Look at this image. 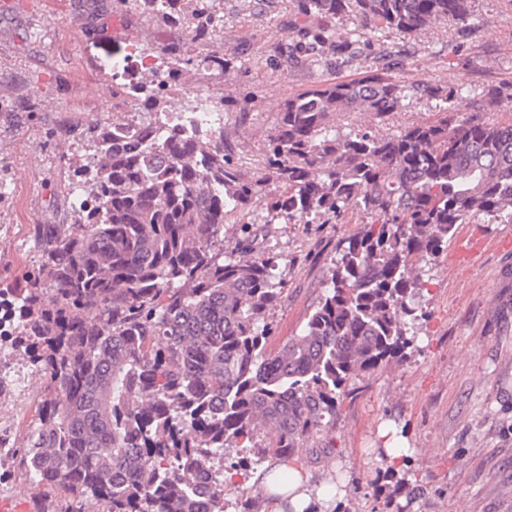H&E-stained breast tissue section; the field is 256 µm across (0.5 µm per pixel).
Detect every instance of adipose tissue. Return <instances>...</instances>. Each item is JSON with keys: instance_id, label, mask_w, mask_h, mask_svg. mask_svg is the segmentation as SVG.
Here are the masks:
<instances>
[{"instance_id": "ef3b65f1", "label": "adipose tissue", "mask_w": 512, "mask_h": 512, "mask_svg": "<svg viewBox=\"0 0 512 512\" xmlns=\"http://www.w3.org/2000/svg\"><path fill=\"white\" fill-rule=\"evenodd\" d=\"M257 480L269 512H305L313 503L326 508L334 498L330 484H311L306 472L285 463H266Z\"/></svg>"}]
</instances>
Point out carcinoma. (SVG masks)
I'll list each match as a JSON object with an SVG mask.
<instances>
[{
  "label": "carcinoma",
  "instance_id": "carcinoma-1",
  "mask_svg": "<svg viewBox=\"0 0 512 512\" xmlns=\"http://www.w3.org/2000/svg\"><path fill=\"white\" fill-rule=\"evenodd\" d=\"M147 15L219 36L215 0H132ZM288 66L351 63L379 35H411L440 19L463 26L470 0H292ZM350 17L342 32L336 21ZM167 71L112 87L145 115L88 119L47 138H76L93 161H66L61 187L82 195L60 224H36L41 261L7 295L12 343L44 377L36 426L0 455V471L41 488L35 512H225L232 479L203 477L226 448H248L231 471L284 462L336 416L347 383L410 344L422 264L458 224H512V124L466 115V91L408 82L375 58L370 74L286 99L248 176L224 142L160 131L152 116L190 92L191 69L225 74L237 53L190 55L169 42ZM434 118L396 133L379 126L405 101ZM368 112L344 132L336 118ZM367 222L336 246L326 294L299 335L266 353L283 297L275 257L254 254L257 224ZM243 237L224 258V225Z\"/></svg>",
  "mask_w": 512,
  "mask_h": 512
}]
</instances>
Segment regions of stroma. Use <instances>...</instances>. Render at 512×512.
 <instances>
[{
  "label": "stroma",
  "instance_id": "stroma-1",
  "mask_svg": "<svg viewBox=\"0 0 512 512\" xmlns=\"http://www.w3.org/2000/svg\"><path fill=\"white\" fill-rule=\"evenodd\" d=\"M224 28L212 43H191L195 55L235 48L234 72L193 73L191 94L170 109L219 98L227 144L258 159L288 95L329 80L362 77L374 57L405 64L412 82H452L468 109L485 120L512 123V0H471L469 37L440 21L427 30L387 34L338 69L286 64L290 0H218ZM184 30L146 20L132 0H0V288L23 281L39 260L31 228L63 220L59 174L80 155L48 130L114 111L112 86L144 80L127 58L130 46L153 53L185 39ZM327 224L315 235L299 224H262L255 247L291 256L282 267L283 300L271 314L267 352L298 335L325 292L336 246L359 228ZM470 225H457L447 247L422 270L425 286L408 318L411 343L401 360L354 377L321 432L334 452L303 445L292 466L314 481L340 478V512H512V224L485 222L487 246L460 261ZM36 396L17 399L0 383V439L18 444L35 418ZM407 448L388 462L390 440Z\"/></svg>",
  "mask_w": 512,
  "mask_h": 512
}]
</instances>
